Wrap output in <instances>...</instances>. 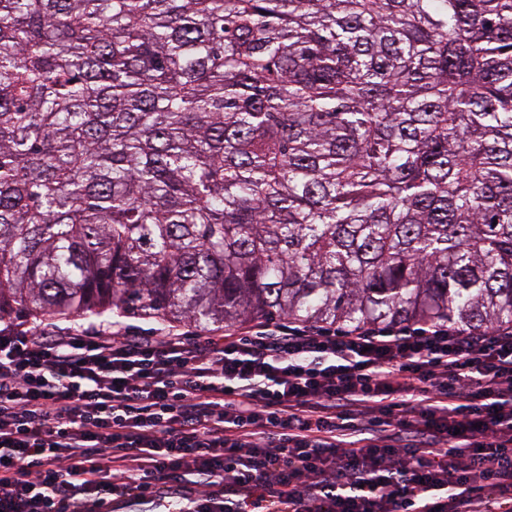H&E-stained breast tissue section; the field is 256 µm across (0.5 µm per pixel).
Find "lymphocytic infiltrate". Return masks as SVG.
I'll list each match as a JSON object with an SVG mask.
<instances>
[{
  "instance_id": "f902f5d3",
  "label": "lymphocytic infiltrate",
  "mask_w": 512,
  "mask_h": 512,
  "mask_svg": "<svg viewBox=\"0 0 512 512\" xmlns=\"http://www.w3.org/2000/svg\"><path fill=\"white\" fill-rule=\"evenodd\" d=\"M512 512V325L0 321V512Z\"/></svg>"
}]
</instances>
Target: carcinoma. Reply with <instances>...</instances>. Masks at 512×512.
I'll return each instance as SVG.
<instances>
[{"instance_id":"cac0c4a2","label":"carcinoma","mask_w":512,"mask_h":512,"mask_svg":"<svg viewBox=\"0 0 512 512\" xmlns=\"http://www.w3.org/2000/svg\"><path fill=\"white\" fill-rule=\"evenodd\" d=\"M512 323V0H0V320Z\"/></svg>"}]
</instances>
